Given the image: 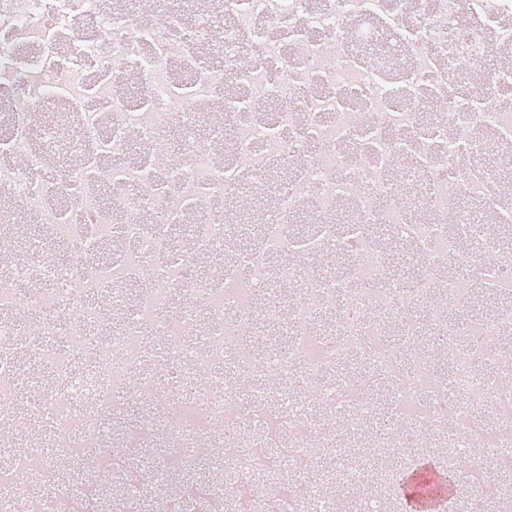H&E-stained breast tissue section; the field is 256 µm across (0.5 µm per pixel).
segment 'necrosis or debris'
<instances>
[{"instance_id": "1", "label": "necrosis or debris", "mask_w": 512, "mask_h": 512, "mask_svg": "<svg viewBox=\"0 0 512 512\" xmlns=\"http://www.w3.org/2000/svg\"><path fill=\"white\" fill-rule=\"evenodd\" d=\"M194 23L178 34L175 12L143 26L101 0H0V190L34 204L54 240L70 246L63 263L39 242H18L17 256L0 275V426L25 442L0 450V512H97L99 486L71 480L50 457L67 449L83 461L86 437L103 438L122 423L116 388H133L140 404L163 418L172 446L157 459V477L201 457L199 431L184 412L188 389L214 415L232 418L253 400L256 432L225 446L207 477L187 481L179 497L156 501L154 512H180V498L210 503L212 512H266L270 495L286 499L293 476L299 495L318 512H335L336 497L316 474L319 455L337 452L340 425L357 428L368 396L391 385L394 423H420L430 434L454 429L447 464L466 479L468 501H512V487H487L467 451L484 445L486 430L471 421L493 405L500 439L495 467L512 461V351L493 352L490 339L512 330V304L493 321L471 313V295L456 276L436 269L478 260L491 283L512 279V249L477 235L476 201L512 224V192L501 189L500 169L512 166V114L493 102L512 95V69H484V86L468 87L461 63L512 48V0H190ZM210 45L222 57L209 66L190 45ZM412 56L395 62L398 49ZM331 66H323V59ZM139 75L125 88L124 73ZM219 101L224 126L198 134L205 105ZM178 116L184 139L170 157L162 134ZM234 139L223 161L212 143L225 127ZM144 155L126 162L133 142ZM315 155H308L311 145ZM495 151L500 167L484 161ZM76 156L75 165L65 164ZM278 182L284 191L268 210L256 244L215 279L198 271L202 255H223L236 224L212 220L213 201ZM307 233L288 227L303 211ZM471 235L461 255L449 224ZM390 225L392 241L414 243L430 275L414 289L398 285L372 228ZM182 232L189 251L171 252ZM119 240L111 259L102 246ZM350 256L348 281L319 273L301 277L296 257ZM143 288L131 297L127 285ZM288 297L257 308L255 297ZM346 292L337 330L318 323L331 294ZM189 296L173 315L152 309L151 295ZM468 311L448 322V305ZM42 311L32 324L29 309ZM269 323L258 352L242 331ZM397 326L404 349L386 333ZM151 327L157 348L142 334ZM447 349L450 371L431 366V348ZM174 370L166 386L148 361ZM493 361L492 375L479 365ZM263 378L280 392L275 422L265 421L268 398L245 384ZM455 404L459 421L421 411L424 396ZM152 428L124 425L125 448L101 453L96 467L125 476L126 493L112 512H130ZM369 472L376 492L365 512H386L396 495L398 470L414 461L408 449L377 438ZM36 473L50 491L31 496L19 478Z\"/></svg>"}]
</instances>
